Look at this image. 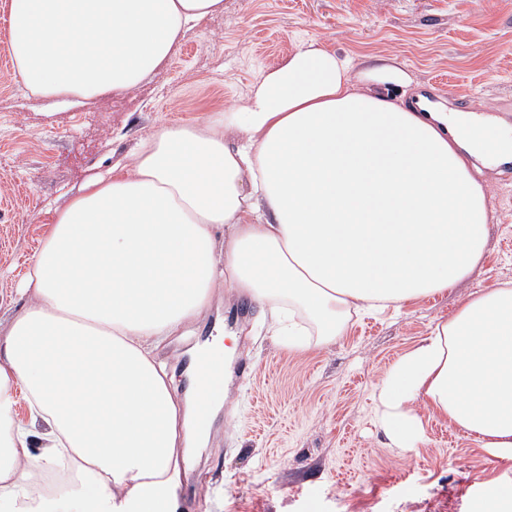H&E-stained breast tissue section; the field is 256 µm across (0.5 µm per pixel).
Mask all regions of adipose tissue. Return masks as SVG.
I'll return each mask as SVG.
<instances>
[{
	"instance_id": "ef3b65f1",
	"label": "adipose tissue",
	"mask_w": 512,
	"mask_h": 512,
	"mask_svg": "<svg viewBox=\"0 0 512 512\" xmlns=\"http://www.w3.org/2000/svg\"><path fill=\"white\" fill-rule=\"evenodd\" d=\"M224 0H9L11 64L65 103L138 85ZM393 57L365 68L311 41L237 108L163 126L45 225L0 329V512H170L191 428L156 351L217 289L301 351L352 312L402 309L483 260L493 209L472 159H512L495 118L394 102ZM25 404V417L16 414ZM512 460V284L464 299L383 378L393 443L418 408Z\"/></svg>"
}]
</instances>
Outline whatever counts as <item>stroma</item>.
Instances as JSON below:
<instances>
[{
  "instance_id": "stroma-1",
  "label": "stroma",
  "mask_w": 512,
  "mask_h": 512,
  "mask_svg": "<svg viewBox=\"0 0 512 512\" xmlns=\"http://www.w3.org/2000/svg\"><path fill=\"white\" fill-rule=\"evenodd\" d=\"M312 39L358 59L397 57L443 111L512 124V0H224L138 86L63 105L24 87L0 24V313L22 306L17 279L82 183L161 126L240 104L262 71ZM480 179L495 217L483 261L456 287L398 313L352 316L340 336L304 351L270 336L257 305L220 293L158 349L175 372L215 323L236 334L224 406L183 469L175 512H348L358 501L367 512H512L494 494L512 483V461L429 417L414 448H401L376 416L378 386L400 355L466 297L512 281V162Z\"/></svg>"
}]
</instances>
